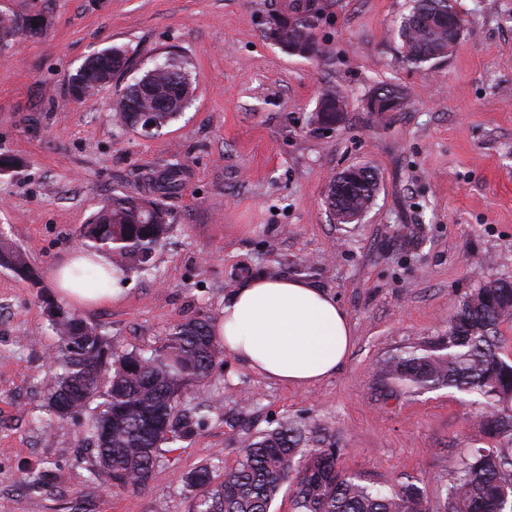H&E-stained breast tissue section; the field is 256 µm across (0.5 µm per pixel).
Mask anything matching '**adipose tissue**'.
<instances>
[{"instance_id":"adipose-tissue-1","label":"adipose tissue","mask_w":512,"mask_h":512,"mask_svg":"<svg viewBox=\"0 0 512 512\" xmlns=\"http://www.w3.org/2000/svg\"><path fill=\"white\" fill-rule=\"evenodd\" d=\"M72 253L50 272L62 299L91 308L111 302L112 283L85 288L69 279ZM225 352L247 369L289 386L306 387L336 374L352 348L344 309L328 292L302 278L255 277L230 296L214 329Z\"/></svg>"}]
</instances>
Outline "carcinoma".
I'll return each instance as SVG.
<instances>
[{
	"label": "carcinoma",
	"mask_w": 512,
	"mask_h": 512,
	"mask_svg": "<svg viewBox=\"0 0 512 512\" xmlns=\"http://www.w3.org/2000/svg\"><path fill=\"white\" fill-rule=\"evenodd\" d=\"M398 35L405 62L427 69L447 55L457 42V11L451 0H411ZM320 0H292L291 11L304 15L288 28V17H273L270 36L283 50L307 47L313 58L325 56L316 36ZM37 26H32V23ZM43 19L0 15V48L19 33L38 34ZM130 65L128 50L114 45L98 52L89 66L71 76L73 91L93 95ZM380 95L393 100L394 111L407 106L396 85L381 83ZM194 87L185 66L171 57L147 70L126 87L113 107L120 122L158 132L188 105ZM149 114L148 121L141 120ZM151 192L167 196L183 185L181 165L172 163L145 176ZM378 178L371 174L353 189L336 194L328 189L330 212L353 211L373 204ZM170 214L151 196L115 191L78 239L88 249L112 253V273L123 277L131 269H148L163 244ZM0 266L39 284L31 266L17 249L0 246ZM51 328L59 336L54 356L57 372L47 384L43 422L62 425L67 411L83 410L96 397L100 410L90 422L95 440L91 479L103 478L119 490L146 486L171 445L187 438L212 412L202 400L188 411L175 412L182 394L202 386L224 345L212 334L207 320L193 318L175 328L159 347L148 352L114 355L98 325L71 313L59 303H46ZM512 314V282L490 281L460 302L448 322V335L390 357L385 378L408 391L451 387L475 395L486 406L481 420L491 437H512V361L500 352L496 327ZM336 435L316 423L286 420L246 437L236 467L221 470L216 456L184 477L193 492L190 512H270L284 484L292 493L293 512H428L424 489L407 481L383 491L338 465ZM454 478L444 490L445 512H507L512 510V455L495 447L476 448L453 464Z\"/></svg>",
	"instance_id": "1"
}]
</instances>
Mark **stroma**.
Listing matches in <instances>:
<instances>
[{
	"instance_id": "1",
	"label": "stroma",
	"mask_w": 512,
	"mask_h": 512,
	"mask_svg": "<svg viewBox=\"0 0 512 512\" xmlns=\"http://www.w3.org/2000/svg\"><path fill=\"white\" fill-rule=\"evenodd\" d=\"M308 60L266 36L289 0H0V14L42 15L39 35L0 51V243L20 249L39 286L0 267V512H188L186 473L218 456L235 467L240 442L287 419L336 435L340 467L389 490L421 480L429 512L452 463L487 446L483 408L452 388H392L381 367L446 335L457 305L488 280H512V0H455L464 31L448 57L411 68L397 34L409 0H321ZM118 45L130 74L89 98L69 79ZM196 84L189 108L148 135L112 110L133 77L168 53ZM404 88L401 112H370L379 83ZM343 95L345 122L317 131L321 90ZM186 166L165 197L170 228L149 269L119 282L110 304L83 311L116 352L163 343L178 325L217 322L235 288L257 276L302 277L345 310L353 345L321 383L291 387L223 356L199 393L214 410L156 467L149 484L89 481L94 406L55 429L41 422L59 338L45 307L48 270L78 247L76 232L113 189L136 195L172 159ZM380 178L361 223H333L324 205L345 167ZM47 471L28 490L27 472Z\"/></svg>"
}]
</instances>
